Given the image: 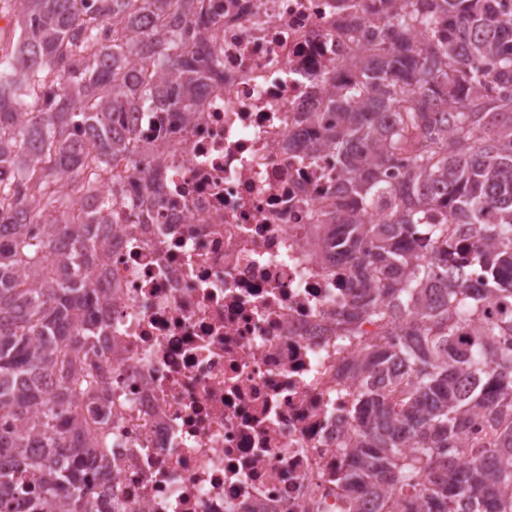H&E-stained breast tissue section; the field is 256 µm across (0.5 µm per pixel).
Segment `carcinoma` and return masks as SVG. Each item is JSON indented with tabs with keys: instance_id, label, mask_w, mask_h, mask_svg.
<instances>
[{
	"instance_id": "1",
	"label": "carcinoma",
	"mask_w": 512,
	"mask_h": 512,
	"mask_svg": "<svg viewBox=\"0 0 512 512\" xmlns=\"http://www.w3.org/2000/svg\"><path fill=\"white\" fill-rule=\"evenodd\" d=\"M374 14L371 55L350 60L349 83L329 77L325 137L343 183L325 243L353 269L349 317L408 327L397 352L356 366L372 414L340 481L374 512H512V0H375ZM223 26L214 0H19L0 55V171H12L0 179V413L14 422L0 428V493L25 512L96 508L48 434L55 407L91 391L71 349H95L102 329L69 323L101 246L87 224L44 215L138 154L112 135L116 115L196 110L204 73L190 59ZM63 179L70 194L57 196ZM369 210L377 220H361ZM54 235L77 243L56 273ZM474 265L482 290L469 288ZM486 304L495 316L472 326ZM44 374L60 382L53 401ZM473 415L489 437L464 444ZM104 422L72 413L82 447L99 446ZM41 442L43 456L26 454Z\"/></svg>"
}]
</instances>
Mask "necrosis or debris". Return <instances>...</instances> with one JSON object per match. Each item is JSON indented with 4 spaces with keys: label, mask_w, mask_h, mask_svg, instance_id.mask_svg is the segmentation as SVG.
Listing matches in <instances>:
<instances>
[{
    "label": "necrosis or debris",
    "mask_w": 512,
    "mask_h": 512,
    "mask_svg": "<svg viewBox=\"0 0 512 512\" xmlns=\"http://www.w3.org/2000/svg\"><path fill=\"white\" fill-rule=\"evenodd\" d=\"M348 27L336 0H224L193 119L126 113L145 152L70 210L121 202L74 322L112 327L81 401L112 422L89 455L66 416L52 435L100 512H368L336 484L367 418L351 368L403 328L345 318L349 266L319 242L336 161L308 120L369 53Z\"/></svg>",
    "instance_id": "4bbe7bcc"
}]
</instances>
